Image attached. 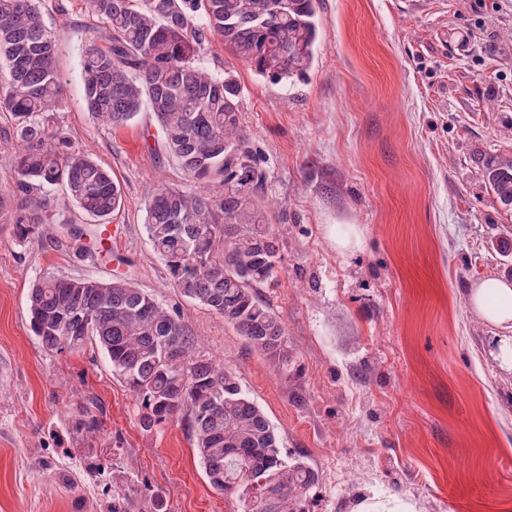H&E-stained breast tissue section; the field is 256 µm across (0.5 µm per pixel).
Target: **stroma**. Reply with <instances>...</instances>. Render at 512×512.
<instances>
[{"mask_svg": "<svg viewBox=\"0 0 512 512\" xmlns=\"http://www.w3.org/2000/svg\"><path fill=\"white\" fill-rule=\"evenodd\" d=\"M60 35L63 110L75 151L110 170L124 206L109 256L63 237L15 243L0 224V512H97L81 460L163 492L170 512H242L215 491L180 422L143 432L135 399L88 347L43 348L28 293L50 272L151 294L223 359L267 414L289 458L320 480L310 512H512V330L470 304L512 282V211L483 174L512 156V0H320L304 78L274 80L211 36L201 63L240 87L241 124L266 177L279 272L261 288L288 332V365L184 297L155 254L145 198L187 177L151 113L97 123L81 62L99 22L85 0H42ZM333 224L356 225L339 252ZM97 407L100 433L75 432ZM72 472L62 481L61 472Z\"/></svg>", "mask_w": 512, "mask_h": 512, "instance_id": "1", "label": "stroma"}]
</instances>
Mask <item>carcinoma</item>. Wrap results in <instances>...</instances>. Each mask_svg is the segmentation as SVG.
<instances>
[{
	"label": "carcinoma",
	"mask_w": 512,
	"mask_h": 512,
	"mask_svg": "<svg viewBox=\"0 0 512 512\" xmlns=\"http://www.w3.org/2000/svg\"><path fill=\"white\" fill-rule=\"evenodd\" d=\"M101 26L82 59L86 108L117 128L151 112L166 150L191 187L154 185L146 229L154 252L186 298L224 318L254 349L288 366L285 327L258 289L276 275L278 241L263 208L265 175L240 123L239 87L200 63L208 34L232 55L276 80L301 78L318 39L319 0H85ZM59 34L45 26L38 0H0V108L14 119L7 144L14 178L0 187V224L22 243L65 227L71 203L106 225L123 205L121 186L93 158L69 151L57 125L62 85ZM234 148L246 162L228 155ZM484 174L500 204L512 210V157L493 156ZM60 186L64 200L50 190ZM33 334L52 352L100 348L151 432L181 422L211 487L236 497L243 512H308L319 474L288 460L266 413L234 371L198 350V340L131 282L47 275L29 294ZM76 428L90 434L101 420L86 409ZM100 512H168L156 493L143 504L126 481H112Z\"/></svg>",
	"instance_id": "obj_1"
}]
</instances>
